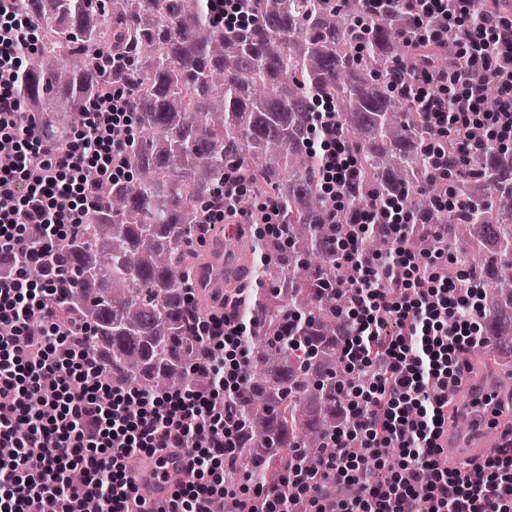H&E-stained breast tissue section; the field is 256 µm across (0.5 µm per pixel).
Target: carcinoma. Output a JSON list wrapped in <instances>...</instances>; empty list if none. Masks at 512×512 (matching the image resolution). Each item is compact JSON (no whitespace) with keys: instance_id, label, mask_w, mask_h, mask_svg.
<instances>
[{"instance_id":"cac0c4a2","label":"carcinoma","mask_w":512,"mask_h":512,"mask_svg":"<svg viewBox=\"0 0 512 512\" xmlns=\"http://www.w3.org/2000/svg\"><path fill=\"white\" fill-rule=\"evenodd\" d=\"M242 5L252 22L222 29L211 18L213 0H18L41 35L18 93L63 127L102 88L132 92L135 176L103 186L107 205L68 254V269L92 288L58 299L65 314L93 324L88 347L116 384L146 393L206 384L195 373L198 325L213 298L184 288L206 259L189 250L202 238L198 202L231 170L255 196L273 195L281 233L239 241L260 261L224 291L251 330L242 436L225 478L259 483L284 479L285 448L298 470L334 452L343 397L336 336L352 281L332 244L352 232L365 205L397 195L408 211L430 215L403 245L423 256L448 249L484 287L490 345L471 365L495 363L497 346L512 344V330L494 328L512 316V161L488 146L458 177L466 210H434L446 162L434 149L439 137L410 98L370 79L396 62L421 70L397 42L403 13L392 7L364 37L355 26L363 0ZM97 72L106 81H94ZM63 84L71 107L59 111ZM320 100L360 162V185L344 208L323 192L321 157L308 146ZM363 246L388 249L385 225L371 226Z\"/></svg>"}]
</instances>
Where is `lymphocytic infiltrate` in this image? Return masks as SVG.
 I'll list each match as a JSON object with an SVG mask.
<instances>
[{"label":"lymphocytic infiltrate","mask_w":512,"mask_h":512,"mask_svg":"<svg viewBox=\"0 0 512 512\" xmlns=\"http://www.w3.org/2000/svg\"><path fill=\"white\" fill-rule=\"evenodd\" d=\"M404 30L413 45L440 44L446 67L407 80L391 67L390 87L409 92L438 133L453 132L450 168L466 170L481 142L468 130L484 126L487 139L512 140V19L496 12L474 17L470 0H403ZM439 14L444 26L426 25ZM35 27L0 0V512H41L53 499L56 512H84L95 499L103 512H149L147 499L128 479L140 455L173 448L183 459L185 482L174 488L171 512H209L215 494L255 512H283L286 495L305 512H512V432L493 456L462 468L440 463L438 440L455 420L457 388L473 348L487 346L472 319L481 305L479 285H460V268H448L402 246L411 218L397 204L359 215L351 237L337 240L352 268L354 291L339 338L351 381L336 413L335 453L307 470L290 471L285 485L255 484L252 492L216 478L215 470L237 447L240 433L230 398L242 386L245 332L233 310L203 323L198 364L211 377L202 389L150 395L99 383L104 366L88 349L89 322L63 325L46 303L80 282L66 270V256L91 214L105 204L103 182L119 180L134 139L132 112L122 89L89 102L63 138L50 136L42 113L24 109L16 89L25 73ZM324 191L345 204L357 177L356 151L336 134L333 113H319ZM373 224L389 229L392 245L378 257L361 248ZM40 275H33V268ZM41 326L28 333L30 320ZM399 332L388 335L389 321ZM399 458L389 465V454ZM384 470V481L374 480ZM360 496H344L349 485Z\"/></svg>","instance_id":"1"}]
</instances>
